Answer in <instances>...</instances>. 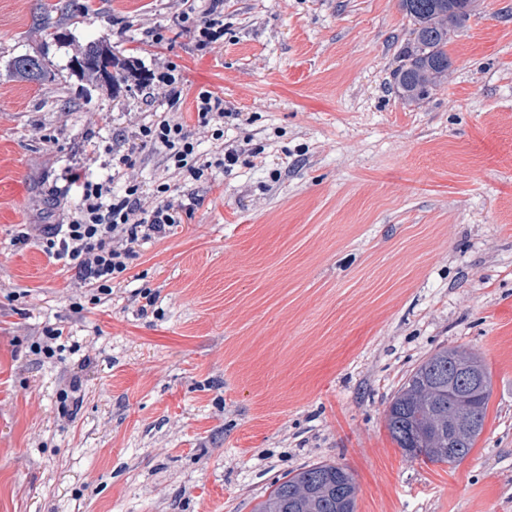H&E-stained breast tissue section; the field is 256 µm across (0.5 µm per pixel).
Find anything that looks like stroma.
I'll return each mask as SVG.
<instances>
[{
    "label": "stroma",
    "mask_w": 512,
    "mask_h": 512,
    "mask_svg": "<svg viewBox=\"0 0 512 512\" xmlns=\"http://www.w3.org/2000/svg\"><path fill=\"white\" fill-rule=\"evenodd\" d=\"M59 2L0 0V512H253L319 461L354 472L357 512H512V0H476L418 103L390 87L399 0H224L209 50L177 25L183 0H91L57 41ZM103 36L144 71L175 65L187 124L194 93L223 96L246 151L178 180L190 217L78 313L80 282L13 240L65 222L53 190L86 140L122 154L168 110L153 80L84 87L71 59ZM39 52L47 78H19L11 58ZM60 321L75 344L40 363L29 346ZM446 347L491 380L452 465L408 458L386 424Z\"/></svg>",
    "instance_id": "stroma-1"
}]
</instances>
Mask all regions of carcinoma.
Here are the masks:
<instances>
[{"label": "carcinoma", "mask_w": 512, "mask_h": 512, "mask_svg": "<svg viewBox=\"0 0 512 512\" xmlns=\"http://www.w3.org/2000/svg\"><path fill=\"white\" fill-rule=\"evenodd\" d=\"M473 0H400L412 25V41L403 53L392 81L398 96L408 101L428 98L448 74L451 32L461 27ZM60 10L74 19L91 10L89 3L66 0ZM14 72L32 82L43 80L46 59L22 54L12 58ZM81 78L112 97L124 87L147 81L135 64L118 57L105 40H93L75 58ZM460 367L479 378L487 373L475 355L443 348L420 363L393 398L387 428L393 441L416 460L460 462L483 431L491 397L490 378L460 390L448 370ZM358 483L353 473L335 463L317 462L276 480L254 512H357Z\"/></svg>", "instance_id": "1"}]
</instances>
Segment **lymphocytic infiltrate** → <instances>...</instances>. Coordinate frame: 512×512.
I'll use <instances>...</instances> for the list:
<instances>
[{"instance_id":"lymphocytic-infiltrate-1","label":"lymphocytic infiltrate","mask_w":512,"mask_h":512,"mask_svg":"<svg viewBox=\"0 0 512 512\" xmlns=\"http://www.w3.org/2000/svg\"><path fill=\"white\" fill-rule=\"evenodd\" d=\"M223 16L224 0H210L204 13L190 6L178 19L204 47L223 37ZM131 139L132 151L113 157L114 172L133 166L139 149L161 155L167 168L196 180L207 177L212 168H228L239 160L234 147L220 146L213 156L202 155L181 118L168 115L138 125ZM65 181L67 195L74 198L67 208V222L44 236L40 247L50 261L61 264L63 272L75 273L91 304L97 305L111 298L113 283L127 274L139 243L166 238L174 225L183 223L185 205L177 188L166 182L147 192L132 181L117 194L111 179L93 178L81 167L70 169Z\"/></svg>"}]
</instances>
